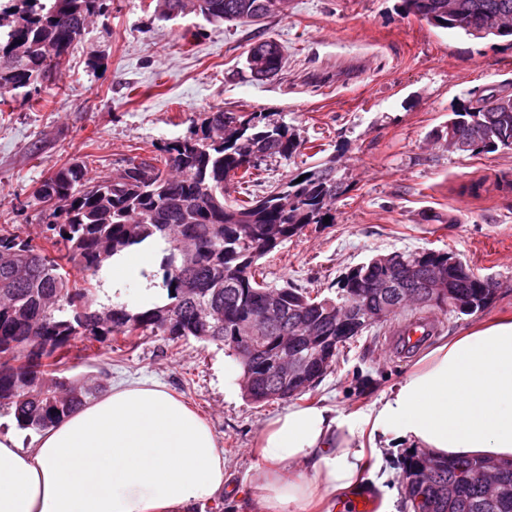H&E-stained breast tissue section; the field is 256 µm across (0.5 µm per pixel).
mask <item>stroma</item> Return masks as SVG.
<instances>
[{"label":"stroma","instance_id":"1","mask_svg":"<svg viewBox=\"0 0 512 512\" xmlns=\"http://www.w3.org/2000/svg\"><path fill=\"white\" fill-rule=\"evenodd\" d=\"M149 2L106 0L57 76L0 110V225L41 243L33 194L61 166L82 160L90 176L112 175L189 136L200 113L265 112L335 158L343 184L334 223L309 225L262 258L270 285L332 297L341 275L373 255L447 249L497 292L482 312L442 314L425 347L512 315V151L448 150V115L470 90L512 87L511 43L432 27L399 0H289L287 14L256 25L164 20ZM264 38L281 43L283 66L256 81L246 58ZM414 315L403 309L359 336L300 404L362 417L423 356L383 350L393 322ZM233 364L221 346L190 339L173 349L150 336L132 350L73 348L67 375L165 385L207 420L227 475L247 489L260 433L288 404L228 390Z\"/></svg>","mask_w":512,"mask_h":512}]
</instances>
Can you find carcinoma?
I'll use <instances>...</instances> for the list:
<instances>
[{
  "mask_svg": "<svg viewBox=\"0 0 512 512\" xmlns=\"http://www.w3.org/2000/svg\"><path fill=\"white\" fill-rule=\"evenodd\" d=\"M25 8L0 12V106L19 90L40 83L79 40L88 23L104 14L105 0H23ZM184 0H156L155 11L167 19ZM195 14L209 23L252 25L284 15L288 0H192ZM401 8L429 25L467 36L478 21L504 25L495 35L512 43V0H401ZM280 44L266 39L248 53V68H282ZM484 106L467 102L448 116L456 133L470 141L469 154L512 150V108L493 101L495 91L475 89ZM304 143L284 122L262 112H204L190 136L177 138L161 154L134 156L112 177L92 179L83 161L70 162L45 179L34 195L45 224V245L0 228V408L14 411L18 426L40 431L96 398L104 383L75 381L64 375L72 341L78 337L116 348L139 345L147 336L169 342L194 338L223 346L241 374L263 376L249 363L252 345L238 340L247 309L275 290L258 261L302 233L333 217L331 206L342 193L336 159L310 166L262 193L230 196V182H254L272 158L290 160ZM303 180H298V176ZM191 240L190 250L179 238ZM148 239L165 242L155 271L140 276L162 278L167 300L145 304L98 301L108 274L107 261ZM416 268L413 279L390 276L394 288L384 294L368 283L385 276L368 260L338 281L336 297L313 296L290 285L282 291L280 319L256 342L275 355L276 337L309 322L336 347L353 342L366 328L336 320V307L362 304L386 310L383 320L412 304L416 291L448 252L425 249L399 254ZM78 268L75 279L64 265ZM448 289L447 301L434 308L475 314L495 297L496 289L464 263ZM407 512H418L423 493L430 512H512V461L444 458L415 452L405 467Z\"/></svg>",
  "mask_w": 512,
  "mask_h": 512,
  "instance_id": "cac0c4a2",
  "label": "carcinoma"
}]
</instances>
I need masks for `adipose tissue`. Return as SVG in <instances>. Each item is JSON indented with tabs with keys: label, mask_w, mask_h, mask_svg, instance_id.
Segmentation results:
<instances>
[{
	"label": "adipose tissue",
	"mask_w": 512,
	"mask_h": 512,
	"mask_svg": "<svg viewBox=\"0 0 512 512\" xmlns=\"http://www.w3.org/2000/svg\"><path fill=\"white\" fill-rule=\"evenodd\" d=\"M154 257L146 246L115 258L102 299ZM397 440L438 456L512 458L511 318L440 342L362 419L319 405L268 420L250 497L258 512H319L383 488L368 461ZM226 490L209 424L158 382L110 387L29 448L0 434V512H197Z\"/></svg>",
	"instance_id": "adipose-tissue-1"
}]
</instances>
